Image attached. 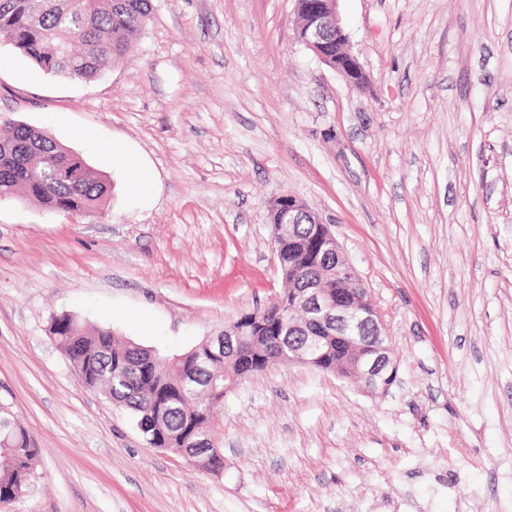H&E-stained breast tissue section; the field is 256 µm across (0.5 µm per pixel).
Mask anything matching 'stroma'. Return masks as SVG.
Here are the masks:
<instances>
[{
  "label": "stroma",
  "instance_id": "35a3bbf8",
  "mask_svg": "<svg viewBox=\"0 0 512 512\" xmlns=\"http://www.w3.org/2000/svg\"><path fill=\"white\" fill-rule=\"evenodd\" d=\"M152 7L90 82L0 45V122L111 183L94 217L0 202V402L41 450L14 512H512V0H338L359 89L296 41L294 0ZM284 194L330 224L398 377L371 394L273 365L225 396L206 471L87 390L50 321L170 357L220 334L281 290ZM117 160L124 168L127 182L126 190L132 195L141 194L144 196L147 194L148 187L150 184V178L148 173L142 169L137 158L124 153L118 147L112 149V163L116 164ZM117 165V164H116Z\"/></svg>",
  "mask_w": 512,
  "mask_h": 512
}]
</instances>
